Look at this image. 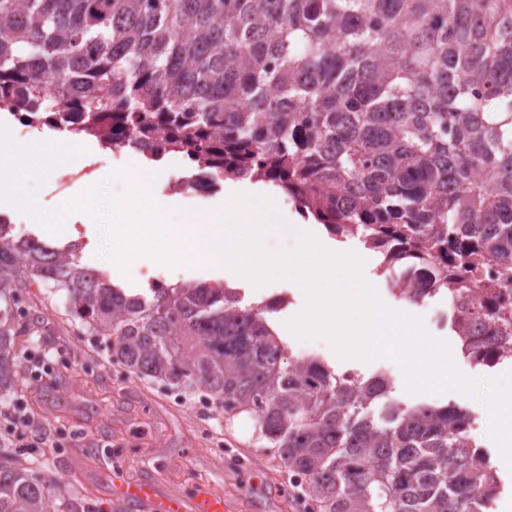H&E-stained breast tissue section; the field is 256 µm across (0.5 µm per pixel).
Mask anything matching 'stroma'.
I'll return each instance as SVG.
<instances>
[{"label":"stroma","mask_w":512,"mask_h":512,"mask_svg":"<svg viewBox=\"0 0 512 512\" xmlns=\"http://www.w3.org/2000/svg\"><path fill=\"white\" fill-rule=\"evenodd\" d=\"M58 170H51L43 185L27 180L35 189L36 203L54 210L89 188L83 179L60 183ZM74 237L82 246L81 262L107 272L111 281L131 292L147 290L143 270L163 275L167 284L223 281L222 268L203 260L168 265L150 255L134 258L127 269L114 267L104 254L103 239L93 216L75 225ZM380 299L391 309L421 317L428 333L458 346L450 326L435 324V309L445 307L446 294L418 303L401 301L392 291L389 276L380 274L375 283ZM243 301L263 304L279 296L289 298L286 309L272 319L288 349L287 360L301 356L319 358L335 373L350 372L362 378L387 373L391 399L407 405L458 404L481 417L484 426L472 437L497 466L505 485L499 512H512V469H502L500 450L485 426L490 414L474 398L453 391L408 393L401 368L379 358L372 362L346 364L321 340L302 341L286 327L305 304V296L288 280L267 284L261 294L243 288ZM39 310L50 328L49 339L16 337L22 372L13 394L0 400V411L22 408L33 417L30 447L20 449L26 464L43 470L52 480L55 501L82 504L84 512H150L144 504L121 495L128 483L151 486L158 497L177 495L186 502L205 495L222 498L224 512H305L300 488L265 440L254 433L248 414L229 417L205 394H185L149 378L129 373L113 361L104 345L94 341L73 319L64 292L49 286L39 290ZM67 346L70 363L54 368L51 380L33 379L28 366L44 344Z\"/></svg>","instance_id":"1"}]
</instances>
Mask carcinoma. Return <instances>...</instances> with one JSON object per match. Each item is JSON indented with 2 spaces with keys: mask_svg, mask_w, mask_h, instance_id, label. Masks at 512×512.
I'll use <instances>...</instances> for the list:
<instances>
[{
  "mask_svg": "<svg viewBox=\"0 0 512 512\" xmlns=\"http://www.w3.org/2000/svg\"><path fill=\"white\" fill-rule=\"evenodd\" d=\"M0 98L27 122L60 99L49 124L273 183L382 270L404 265L407 299L447 294L465 356L512 357V323L463 297L477 259L512 282V0H0ZM79 250L0 217V396L20 374L13 337L47 335L37 309L16 321L15 291L50 284L127 370L253 415L319 512H482L500 492L466 409L287 364L272 304L221 283L129 295ZM50 487L0 448V512H77Z\"/></svg>",
  "mask_w": 512,
  "mask_h": 512,
  "instance_id": "cac0c4a2",
  "label": "carcinoma"
}]
</instances>
